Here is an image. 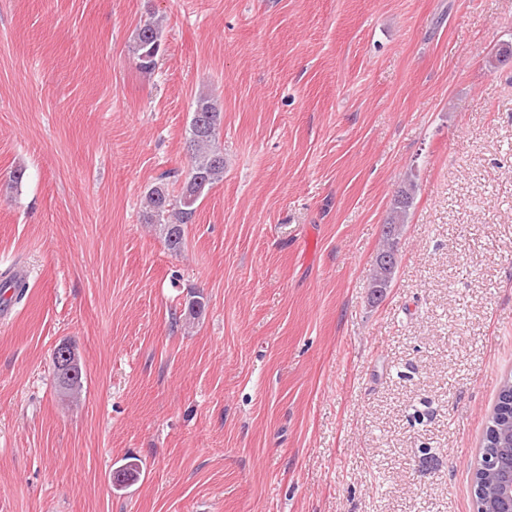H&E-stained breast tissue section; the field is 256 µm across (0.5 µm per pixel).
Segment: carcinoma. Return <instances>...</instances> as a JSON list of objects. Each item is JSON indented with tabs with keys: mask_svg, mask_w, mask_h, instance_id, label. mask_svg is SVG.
<instances>
[{
	"mask_svg": "<svg viewBox=\"0 0 512 512\" xmlns=\"http://www.w3.org/2000/svg\"><path fill=\"white\" fill-rule=\"evenodd\" d=\"M161 49V29L156 21L148 22L140 27L133 53L138 69L146 74L155 70ZM192 115L205 119L206 129L198 131L196 119H190L188 125V151L191 155V167L182 186L179 202L172 203L169 194L170 179L179 177V171L170 169L162 172L145 192L143 198L145 222L154 225L163 237L171 251L181 249L186 225L193 223L196 214V204L203 193L224 179V154L219 145L218 135L221 125V112L214 100L207 94L197 97ZM193 177L201 178L205 187L198 193L190 185ZM414 185L409 183L398 191L390 217L385 222V241L381 254H393L392 237L398 235L401 224L405 223L407 211L413 205ZM397 264L387 267L377 262L371 277L369 287L375 292H381L389 287L394 278ZM85 379L84 369H79L73 377L56 375V386L62 395L78 393L83 388ZM506 426L512 431V381L505 379L498 391L496 403L487 416L483 431V449L496 448V429ZM139 476V466L128 463L121 469L112 472L113 484L127 485Z\"/></svg>",
	"mask_w": 512,
	"mask_h": 512,
	"instance_id": "1",
	"label": "carcinoma"
}]
</instances>
